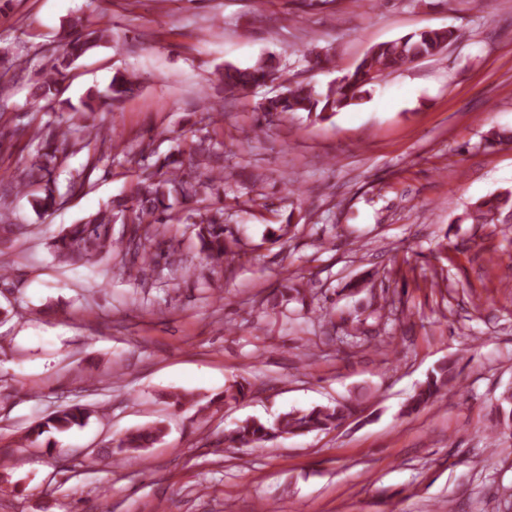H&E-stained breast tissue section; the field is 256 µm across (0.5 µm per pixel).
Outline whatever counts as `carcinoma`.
<instances>
[{"label":"carcinoma","instance_id":"cac0c4a2","mask_svg":"<svg viewBox=\"0 0 512 512\" xmlns=\"http://www.w3.org/2000/svg\"><path fill=\"white\" fill-rule=\"evenodd\" d=\"M109 38L107 30L92 25L84 17L72 18L61 38L59 49L49 57L46 73L35 86V100H55L59 85L72 65L89 51L108 42ZM455 38L453 29L434 28L379 43L365 54L352 71L325 92L319 93L310 85L297 82L288 85L286 92L265 98L259 109L268 121L279 120L295 112H307L322 121L328 120L339 112L361 104L369 94L370 86L404 66L421 57L440 55ZM20 67L21 62L17 59H0L1 90L12 81ZM278 71L275 57L268 56L245 69L226 65L224 71L220 72V80L228 90L243 91L264 85V81ZM140 85L137 76L116 71L105 92L96 88L86 91L81 101V112H98L104 107L117 108L138 91ZM91 134L89 125L73 123L65 129L52 130L40 136L35 161L15 177L22 191L34 185L42 189L43 195L33 198L36 212L45 214L61 204L54 172ZM511 143V129L493 126L486 132L485 144L488 146ZM208 152L209 148L200 141L189 151L188 157L166 156L154 163L153 171L138 178L132 195L133 204L125 208L124 217L126 223L130 224L127 240L112 239V213L104 211L61 231L53 242L55 258L60 263L92 264L101 255L123 247L135 260L139 258L154 264L170 262L174 251L158 240L159 225L169 222L166 212L172 208L166 200L174 193L180 196L183 203L199 202V184L192 181L191 172L199 165V158ZM196 212L199 213L197 237L208 257L214 260L235 258L237 253L232 251L227 241L224 208L203 211L198 207ZM465 219L473 224L509 223L512 220V191L492 194L475 202L465 212ZM454 380L452 365L439 367L410 397L406 412L418 413L432 405ZM353 412L352 403L338 402L334 406L287 412L271 425L254 418L246 419L224 433V445L227 448L256 447L282 435L335 429ZM88 419L89 412L85 407L71 405L37 423L32 427L30 436L37 439L53 430L64 431L75 425L83 426ZM162 433L163 429L158 425L140 427L119 438L116 447L137 452L152 447Z\"/></svg>","mask_w":512,"mask_h":512}]
</instances>
